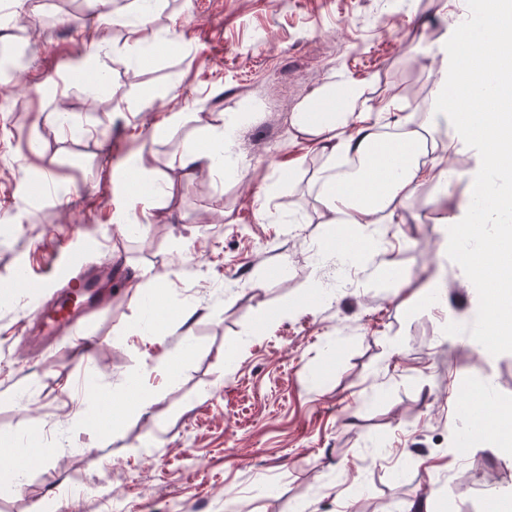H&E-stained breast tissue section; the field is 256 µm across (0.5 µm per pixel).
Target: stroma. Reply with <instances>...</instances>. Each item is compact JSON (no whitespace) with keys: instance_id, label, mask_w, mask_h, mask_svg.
Segmentation results:
<instances>
[{"instance_id":"1","label":"stroma","mask_w":512,"mask_h":512,"mask_svg":"<svg viewBox=\"0 0 512 512\" xmlns=\"http://www.w3.org/2000/svg\"><path fill=\"white\" fill-rule=\"evenodd\" d=\"M445 0H162L143 24L112 25L85 0H0V49L23 40L19 83L0 85V446L47 449L0 461V512H39L75 497L74 512H505L494 491L512 460L480 442L462 405L463 377L489 378L512 404V338L495 357L470 342L487 321L438 255L439 216L471 198L467 181L423 188L393 223L348 227L411 279L396 290L342 277L337 225L323 223L322 173L339 166L292 125L337 74L428 111L431 48L453 20ZM125 99L91 101L87 68ZM179 112L181 125L155 126ZM237 115L232 154L245 168L185 177L173 156L203 145ZM170 179L172 197L113 215L141 183ZM112 259L127 272L88 323L89 348L63 336L32 355L21 333L41 295L18 276L53 280ZM444 268L448 307L423 293ZM149 270L137 288L130 273ZM157 303L186 323L139 329ZM456 321L447 340L444 317ZM147 374L151 410L131 400ZM111 394L104 402L102 394Z\"/></svg>"}]
</instances>
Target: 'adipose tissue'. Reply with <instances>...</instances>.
I'll return each instance as SVG.
<instances>
[{
	"label": "adipose tissue",
	"mask_w": 512,
	"mask_h": 512,
	"mask_svg": "<svg viewBox=\"0 0 512 512\" xmlns=\"http://www.w3.org/2000/svg\"><path fill=\"white\" fill-rule=\"evenodd\" d=\"M496 24L478 32L455 22L450 41L436 47L433 103L422 123L407 115L396 95L369 104L364 85L339 80L320 86L294 114L293 125L329 155L359 157L356 178L324 177L318 202L327 224L361 228L390 223L394 213L423 187L469 178L512 196V0H494ZM394 119L396 136L383 140L377 120ZM445 127L443 153L422 158L427 130ZM233 128L213 135L207 148L189 149L171 164L193 176L222 168ZM472 153L469 173L452 169L449 158ZM438 233L443 253L459 277L474 284L480 305L494 322L512 325V204L482 217L469 208L450 211Z\"/></svg>",
	"instance_id": "ef3b65f1"
}]
</instances>
